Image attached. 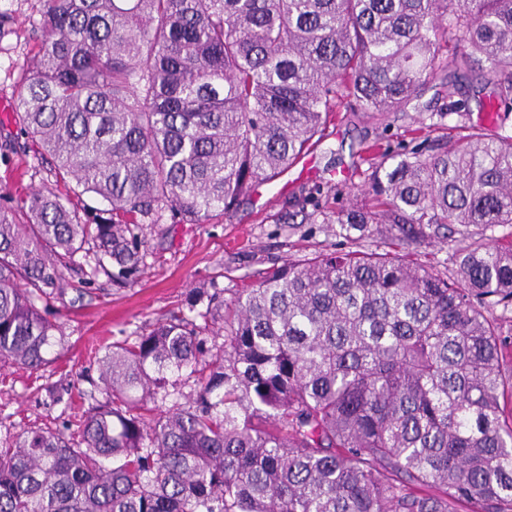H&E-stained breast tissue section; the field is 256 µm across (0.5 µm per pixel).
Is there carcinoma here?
Listing matches in <instances>:
<instances>
[{
	"instance_id": "carcinoma-1",
	"label": "carcinoma",
	"mask_w": 512,
	"mask_h": 512,
	"mask_svg": "<svg viewBox=\"0 0 512 512\" xmlns=\"http://www.w3.org/2000/svg\"><path fill=\"white\" fill-rule=\"evenodd\" d=\"M42 3L15 110L58 188L0 206V368L49 364L65 272L129 286L144 225L232 218L339 112H402L439 74L512 112V0ZM451 113L466 134L430 138ZM429 120L425 149L358 156L373 206L336 223L404 249L440 235L452 275L329 252L228 302L197 288L94 351L103 399L0 444V512H512V231L487 235L512 228V135L453 101ZM345 187H301L285 220Z\"/></svg>"
}]
</instances>
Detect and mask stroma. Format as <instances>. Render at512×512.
I'll use <instances>...</instances> for the list:
<instances>
[{"mask_svg": "<svg viewBox=\"0 0 512 512\" xmlns=\"http://www.w3.org/2000/svg\"><path fill=\"white\" fill-rule=\"evenodd\" d=\"M40 0H0V204L52 184L49 157L34 151L19 152L25 138L16 121V92L25 77L24 59L35 49ZM434 80L420 99V108L389 114L376 120L358 112L329 127L311 153L316 183L351 179L352 192L329 201L324 214L305 224H286L291 196L278 183L261 185L232 219L206 224H178L172 217L145 227L151 251L137 280L114 288L106 277L80 289L76 275H66L63 294L50 305L63 325L64 342L54 348L51 363L38 370L12 366L0 370V441L26 428H58L69 412L57 396L62 391L100 396L101 383L89 353L101 342L122 339L186 308L193 288L205 284L233 297L255 270L300 261L330 250L387 251L378 236L346 237L330 220L337 207L368 205L353 173V154L377 143L409 145L408 127L422 119V106L436 105L443 93Z\"/></svg>", "mask_w": 512, "mask_h": 512, "instance_id": "35a3bbf8", "label": "stroma"}]
</instances>
